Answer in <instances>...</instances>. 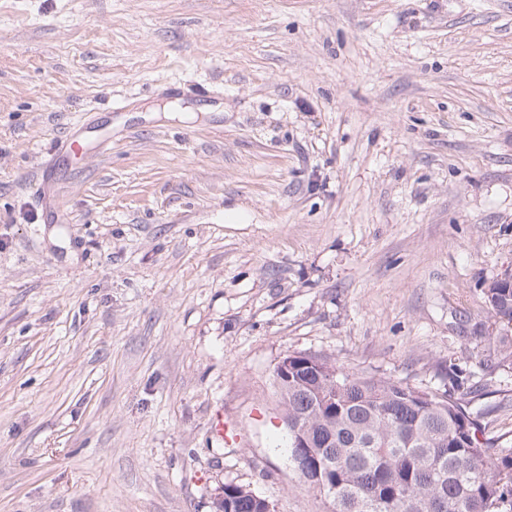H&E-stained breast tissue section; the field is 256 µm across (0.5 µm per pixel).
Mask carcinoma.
Segmentation results:
<instances>
[{
    "label": "carcinoma",
    "mask_w": 512,
    "mask_h": 512,
    "mask_svg": "<svg viewBox=\"0 0 512 512\" xmlns=\"http://www.w3.org/2000/svg\"><path fill=\"white\" fill-rule=\"evenodd\" d=\"M489 312L512 328V288L486 292ZM277 383L292 424L313 435L318 462L303 482L331 512H512V453L492 457L470 414L450 396L355 374L303 355ZM216 512H266L265 498L228 484Z\"/></svg>",
    "instance_id": "carcinoma-1"
}]
</instances>
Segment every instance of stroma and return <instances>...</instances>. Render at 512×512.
<instances>
[{
    "instance_id": "stroma-1",
    "label": "stroma",
    "mask_w": 512,
    "mask_h": 512,
    "mask_svg": "<svg viewBox=\"0 0 512 512\" xmlns=\"http://www.w3.org/2000/svg\"><path fill=\"white\" fill-rule=\"evenodd\" d=\"M85 119L111 137L45 223ZM508 272L512 0H0V512H329L274 384L299 353L510 449ZM507 282L510 288H492L495 283ZM512 274H505L493 282L486 292L489 312L499 323L512 328ZM265 498L242 485L228 484L224 487V498L215 503L216 512H265Z\"/></svg>"
}]
</instances>
